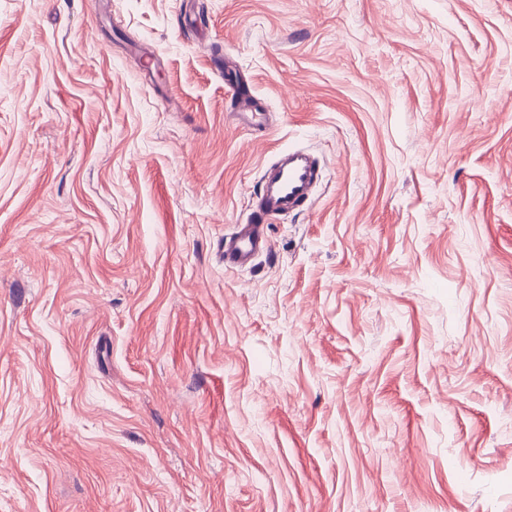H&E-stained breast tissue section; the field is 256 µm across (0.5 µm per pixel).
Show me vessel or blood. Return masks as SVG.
I'll use <instances>...</instances> for the list:
<instances>
[{
	"instance_id": "1",
	"label": "vessel or blood",
	"mask_w": 512,
	"mask_h": 512,
	"mask_svg": "<svg viewBox=\"0 0 512 512\" xmlns=\"http://www.w3.org/2000/svg\"><path fill=\"white\" fill-rule=\"evenodd\" d=\"M322 164L311 154L295 151L281 156L263 174L261 189L252 198V217L235 225L224 237V266L242 269L256 256L270 253L267 223L271 218L311 211L316 196L314 186L320 180Z\"/></svg>"
}]
</instances>
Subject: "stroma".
<instances>
[{"label":"stroma","mask_w":512,"mask_h":512,"mask_svg":"<svg viewBox=\"0 0 512 512\" xmlns=\"http://www.w3.org/2000/svg\"><path fill=\"white\" fill-rule=\"evenodd\" d=\"M0 512H512V0H0ZM322 168L317 157L302 151L288 152L270 166L262 175L259 193L252 197L251 219L224 236L225 269L245 268L259 254L271 252L266 233L271 218L313 209V187Z\"/></svg>","instance_id":"stroma-1"}]
</instances>
